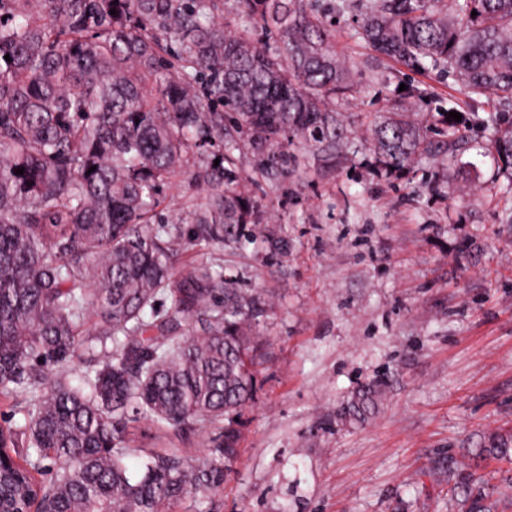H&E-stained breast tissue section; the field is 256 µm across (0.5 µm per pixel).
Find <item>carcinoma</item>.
Wrapping results in <instances>:
<instances>
[{
  "instance_id": "obj_1",
  "label": "carcinoma",
  "mask_w": 512,
  "mask_h": 512,
  "mask_svg": "<svg viewBox=\"0 0 512 512\" xmlns=\"http://www.w3.org/2000/svg\"><path fill=\"white\" fill-rule=\"evenodd\" d=\"M233 2L275 37L274 52L231 26L224 0H0V395L27 396L24 423L0 426L11 461L0 512H171L223 481L232 415L253 393L258 300L221 267L174 270L178 225L194 242L245 238L254 205L234 151L248 144L269 180L308 157L334 163L347 136L329 101L356 85L309 0ZM441 3L353 0L354 37L409 69L451 73L469 99L512 104V0H448L447 14ZM484 127L509 195L512 113ZM440 134L450 152L462 140L452 122ZM372 146L397 170L427 150L398 106ZM177 176L202 202L157 220ZM74 358L88 364L76 386L64 370ZM48 366L60 368L50 384ZM388 389L383 376L363 384L347 414L365 417ZM138 414L158 440L218 433L193 461L135 445ZM489 459L512 462V435L489 438L470 465L438 461L465 512L498 506L494 472H478Z\"/></svg>"
}]
</instances>
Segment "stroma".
Here are the masks:
<instances>
[{
  "label": "stroma",
  "instance_id": "obj_1",
  "mask_svg": "<svg viewBox=\"0 0 512 512\" xmlns=\"http://www.w3.org/2000/svg\"><path fill=\"white\" fill-rule=\"evenodd\" d=\"M336 46L360 70L336 95L349 143L335 165L271 181L249 146L236 151L239 188L257 204L252 242L201 244L177 265L223 266L262 313L250 345L254 392L235 414L238 452L223 484L173 512H449L435 460H469L493 433L512 434V209L482 123L498 101L463 96L455 79L386 60L351 37L347 0H314ZM438 140L456 108L468 140L456 158L418 156L404 170L367 141L394 103ZM288 244L274 249L275 240ZM390 389L365 419L340 415L362 383ZM141 445L203 457L211 433Z\"/></svg>",
  "mask_w": 512,
  "mask_h": 512
}]
</instances>
